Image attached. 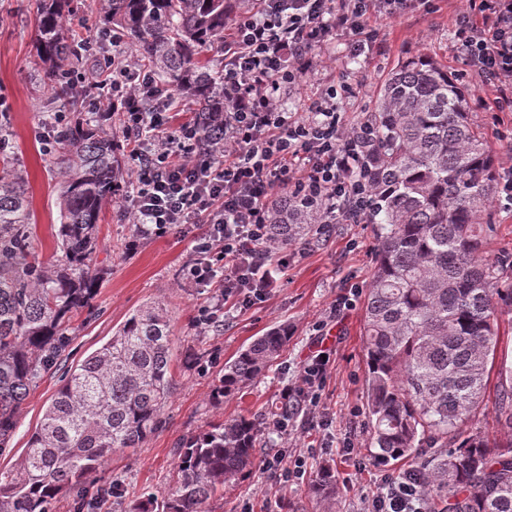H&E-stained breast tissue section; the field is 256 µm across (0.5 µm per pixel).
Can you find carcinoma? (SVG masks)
Masks as SVG:
<instances>
[{
    "label": "carcinoma",
    "mask_w": 512,
    "mask_h": 512,
    "mask_svg": "<svg viewBox=\"0 0 512 512\" xmlns=\"http://www.w3.org/2000/svg\"><path fill=\"white\" fill-rule=\"evenodd\" d=\"M35 68L52 95L76 106L68 75L83 67L67 18L72 0H36ZM239 0H107V28L120 31L155 77L188 99L204 133L224 111V64L207 52L224 45V23ZM471 98L447 68L420 54L391 73L366 118L364 175L375 206L376 262L364 310V409L375 459L410 461L392 476L422 480L426 512H512V393L497 396L499 431L467 430L483 406L499 345L500 317L512 313L487 258L490 203L498 190L493 151L470 118ZM89 112L57 131L61 165L56 259L30 260L34 238L24 175L0 163V447L9 442L30 390L62 363L73 318L90 309L104 204L120 192L124 164L102 120ZM320 214L288 194L273 201L271 232L291 243L318 235ZM291 339L278 325L224 364L215 399L264 375ZM167 306L132 311L101 348L66 368L13 471L0 474V512H53L83 489L112 454L137 448L162 424L173 375ZM306 410L281 399L264 422L239 415L208 425L175 448L177 480L162 512H203L224 484L256 466L261 428L289 424ZM336 495L323 469L312 485Z\"/></svg>",
    "instance_id": "obj_1"
}]
</instances>
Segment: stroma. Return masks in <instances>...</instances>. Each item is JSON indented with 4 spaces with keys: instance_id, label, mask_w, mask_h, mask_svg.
Returning a JSON list of instances; mask_svg holds the SVG:
<instances>
[{
    "instance_id": "obj_1",
    "label": "stroma",
    "mask_w": 512,
    "mask_h": 512,
    "mask_svg": "<svg viewBox=\"0 0 512 512\" xmlns=\"http://www.w3.org/2000/svg\"><path fill=\"white\" fill-rule=\"evenodd\" d=\"M460 7L461 0H431L428 7L385 20L375 32L363 34L365 50L356 58L349 54L347 37L330 38L313 50L319 64L299 91L286 95L283 110L304 118L328 86L343 84L347 91L338 110L347 125L357 126L374 110L394 68L407 58L427 54L455 72L472 95L486 100V107L471 112L470 117L496 153L500 179H507L512 174V154L505 149L512 144V112L498 111L499 91L486 85L464 62L455 26ZM37 22L34 0H0V100L10 106L14 131L10 152L29 184L36 221L32 255L42 263L54 254L51 226L59 210V170L49 151L51 133L44 124L43 101L50 90L36 81L31 67ZM123 205V199L116 198L103 210L98 226L101 249L96 257L102 281L90 313L80 314L71 324L68 360L77 363L101 347L133 309L160 301L168 305L172 316L173 386L161 427L142 447L114 453L106 468L89 478L86 490L91 495L101 486H116L114 496L101 503L98 512H129L149 492L165 499L176 482L174 448L180 439L220 419L262 413L296 380L301 361L321 348L330 350L332 363L320 402L322 425L299 422L291 426L289 437L262 436L259 465L226 486L223 497L210 501L206 510L238 512L248 502L255 512H323L309 492V481L320 466L330 465L338 480L336 512H361L364 499L387 471L373 457L363 406V308L375 264L374 225H333L325 236L308 241L302 253L290 255L280 288L255 304L226 306L218 324L203 332L195 316L206 297L183 277L189 257L186 243L171 236L137 239L134 225L124 217ZM353 286L361 291L354 307L333 315L337 297ZM283 323L288 324L292 338L265 375L243 396L212 399L225 362L257 336ZM320 323L325 326L321 332L316 329ZM58 385L59 374L51 371L31 391L13 437L0 449V473H9L22 457ZM347 436L354 451L342 446ZM280 452L305 456L307 482L276 485L262 462Z\"/></svg>"
}]
</instances>
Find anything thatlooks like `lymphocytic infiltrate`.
I'll return each mask as SVG.
<instances>
[{
    "instance_id": "lymphocytic-infiltrate-1",
    "label": "lymphocytic infiltrate",
    "mask_w": 512,
    "mask_h": 512,
    "mask_svg": "<svg viewBox=\"0 0 512 512\" xmlns=\"http://www.w3.org/2000/svg\"><path fill=\"white\" fill-rule=\"evenodd\" d=\"M427 0H257L236 13L224 39V111L218 140L193 117L172 123L175 99L142 71L133 55L114 59L111 95L99 109L123 112L132 143L124 215L138 238L174 235L188 242V282L210 289L196 315L210 327L228 301L248 304L278 285L288 247L273 238L269 207L288 189L325 221L367 214L372 191L363 176L362 140L369 126L348 129L337 110V86L325 89L306 119L283 112L282 94L313 66L311 52L329 37L359 34ZM458 36L469 66L499 89L512 88V0H464ZM330 369L311 356L283 395L317 409ZM419 484L382 479L364 512H425Z\"/></svg>"
}]
</instances>
